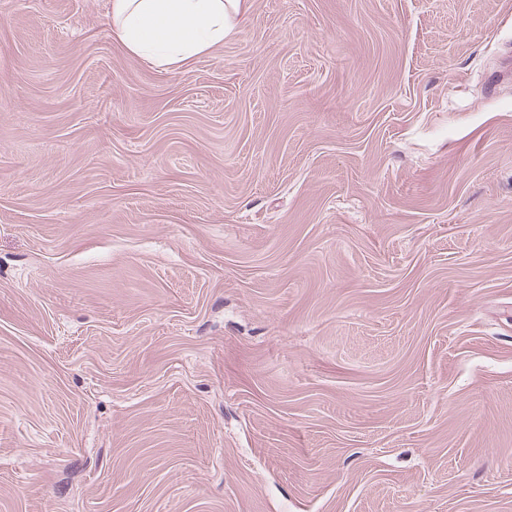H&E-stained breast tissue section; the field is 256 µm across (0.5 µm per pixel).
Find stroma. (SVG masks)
Wrapping results in <instances>:
<instances>
[{"instance_id":"35a3bbf8","label":"stroma","mask_w":512,"mask_h":512,"mask_svg":"<svg viewBox=\"0 0 512 512\" xmlns=\"http://www.w3.org/2000/svg\"><path fill=\"white\" fill-rule=\"evenodd\" d=\"M0 512H512V0H0ZM112 40L131 55L175 70L236 35L251 0H107Z\"/></svg>"}]
</instances>
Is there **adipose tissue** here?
Segmentation results:
<instances>
[{"instance_id":"ef3b65f1","label":"adipose tissue","mask_w":512,"mask_h":512,"mask_svg":"<svg viewBox=\"0 0 512 512\" xmlns=\"http://www.w3.org/2000/svg\"><path fill=\"white\" fill-rule=\"evenodd\" d=\"M250 10L251 0H107L106 17L129 54L175 70L236 35Z\"/></svg>"}]
</instances>
